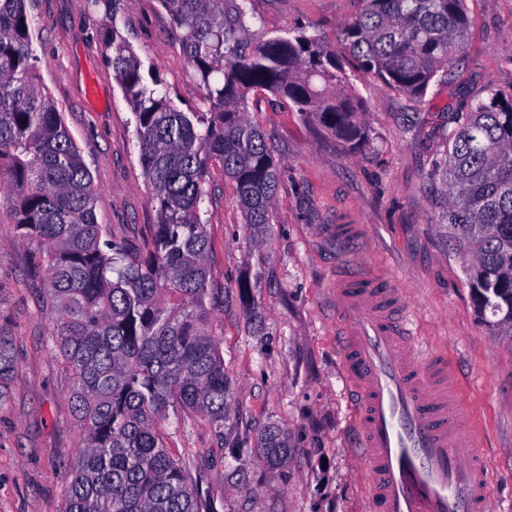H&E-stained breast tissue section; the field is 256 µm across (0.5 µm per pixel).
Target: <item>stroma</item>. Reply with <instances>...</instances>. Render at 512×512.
Segmentation results:
<instances>
[{"label":"stroma","mask_w":512,"mask_h":512,"mask_svg":"<svg viewBox=\"0 0 512 512\" xmlns=\"http://www.w3.org/2000/svg\"><path fill=\"white\" fill-rule=\"evenodd\" d=\"M361 0H248L251 30L284 36L303 25L347 58L343 29ZM474 25L459 66L433 81L423 100L355 76L372 143L356 153L316 123L259 93L248 117L267 133L281 178L267 244L248 235L234 183L219 165L206 176L201 214L207 266L223 292L212 325L231 385L223 436L196 416L166 428L173 454L189 465L217 512H363L366 488L351 455V392L340 366L337 275L355 264L405 292L416 330L464 381L460 396L484 435L496 512H512V339L482 320L461 258L448 250L429 192L439 136L454 112L487 85L512 91V0H468ZM41 84L62 112L98 189V220L114 241L143 249L157 214L139 164L135 119L107 62L105 35L118 27L145 74L184 112L203 91L159 0H116L113 12L88 0H30ZM356 224L340 244L333 225ZM38 244L22 241L10 204L0 202V340L14 373L0 385V512H64L69 464L79 430L68 409L72 380L55 357L46 282L35 269ZM253 280V310L240 281ZM293 450L287 468L257 464L254 446L269 425Z\"/></svg>","instance_id":"stroma-1"}]
</instances>
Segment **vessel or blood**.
Segmentation results:
<instances>
[{
    "label": "vessel or blood",
    "mask_w": 512,
    "mask_h": 512,
    "mask_svg": "<svg viewBox=\"0 0 512 512\" xmlns=\"http://www.w3.org/2000/svg\"><path fill=\"white\" fill-rule=\"evenodd\" d=\"M336 333L366 512H494L481 434L461 420L458 371L422 350L400 289L358 267L343 274Z\"/></svg>",
    "instance_id": "b4317fda"
}]
</instances>
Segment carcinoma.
<instances>
[{
	"label": "carcinoma",
	"instance_id": "cac0c4a2",
	"mask_svg": "<svg viewBox=\"0 0 512 512\" xmlns=\"http://www.w3.org/2000/svg\"><path fill=\"white\" fill-rule=\"evenodd\" d=\"M246 0H160L205 112L179 110L147 84L134 49L112 28L108 62L133 110L139 163L157 212L151 247L133 253L98 222L80 150L39 83L28 0H0V192L23 241L42 245L54 351L72 379L79 427L64 512H211L190 469L166 446L170 414L207 420L219 439L230 382L210 328L221 289L206 266L200 205L209 166L236 188L250 237L264 242L280 168L265 131L247 117L257 92L285 100L356 151L370 143L361 102L335 53L304 27L247 36ZM344 28L366 76L418 101L459 60L472 25L466 0H364ZM432 180L440 223L480 313L512 336V92L489 85L442 130ZM257 460L283 467L288 434L258 437Z\"/></svg>",
	"mask_w": 512,
	"mask_h": 512
}]
</instances>
